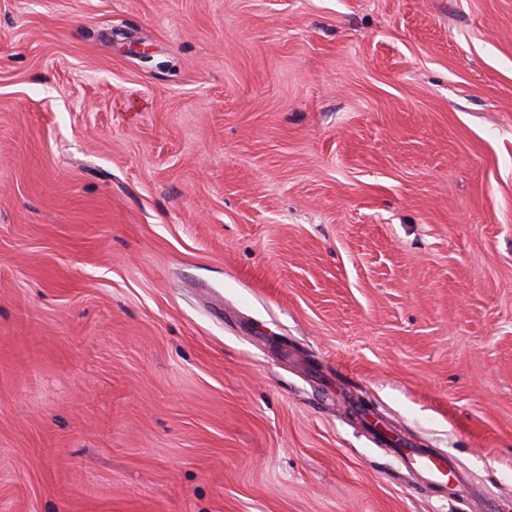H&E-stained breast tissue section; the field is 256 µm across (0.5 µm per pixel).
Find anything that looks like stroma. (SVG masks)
I'll list each match as a JSON object with an SVG mask.
<instances>
[{"mask_svg": "<svg viewBox=\"0 0 512 512\" xmlns=\"http://www.w3.org/2000/svg\"><path fill=\"white\" fill-rule=\"evenodd\" d=\"M0 512H512V0H0ZM397 457L407 468L417 469L427 475V479L436 480L452 471L444 456H435L431 448H395Z\"/></svg>", "mask_w": 512, "mask_h": 512, "instance_id": "1", "label": "stroma"}]
</instances>
